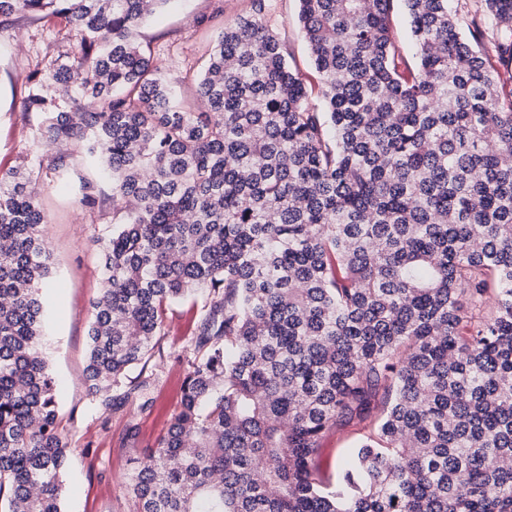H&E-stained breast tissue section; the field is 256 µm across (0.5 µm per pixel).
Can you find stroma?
<instances>
[{"instance_id":"stroma-1","label":"stroma","mask_w":512,"mask_h":512,"mask_svg":"<svg viewBox=\"0 0 512 512\" xmlns=\"http://www.w3.org/2000/svg\"><path fill=\"white\" fill-rule=\"evenodd\" d=\"M271 4L270 24L283 39L290 64L306 79H314L300 33L297 0H271ZM248 8L249 0H171L138 29L137 41L150 48L178 101L191 111L206 109L196 93V60L208 55L222 26L233 24ZM61 44L55 26L22 15L0 18V175L38 167L47 155L35 132L34 117L23 107L26 77ZM66 153V175H51L38 184L51 252L50 273L41 285L46 299L41 349L57 383L60 428L73 446L63 477L62 508L63 512H130L126 486L134 462L153 446L179 405L181 381L193 357L190 338L199 309L189 303L175 306L169 334L161 338L158 352L146 368L135 367L127 374L133 382L143 372L154 376L151 412L140 413L133 400L111 414L94 404L83 384V371L92 303L102 283L93 239L104 227L93 222L80 199L82 184L99 182L100 173L82 147L68 146ZM132 423L139 426L133 439L127 435ZM353 441L348 427L326 434L318 459L326 476L336 478L345 467Z\"/></svg>"}]
</instances>
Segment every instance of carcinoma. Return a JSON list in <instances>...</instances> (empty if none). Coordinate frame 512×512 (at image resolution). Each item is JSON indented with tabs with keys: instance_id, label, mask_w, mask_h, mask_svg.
<instances>
[{
	"instance_id": "carcinoma-1",
	"label": "carcinoma",
	"mask_w": 512,
	"mask_h": 512,
	"mask_svg": "<svg viewBox=\"0 0 512 512\" xmlns=\"http://www.w3.org/2000/svg\"><path fill=\"white\" fill-rule=\"evenodd\" d=\"M169 0H0L65 31L27 75L54 150L0 186V512H63L71 452L41 350L43 170L78 142L112 183L85 384L147 412L175 302L206 292L179 408L132 512H512V0H298L317 88L268 0L224 27L176 103L135 31ZM98 108H60L50 89ZM81 204L101 212L87 182ZM492 303L489 318L471 314ZM355 434L336 483L325 435Z\"/></svg>"
}]
</instances>
